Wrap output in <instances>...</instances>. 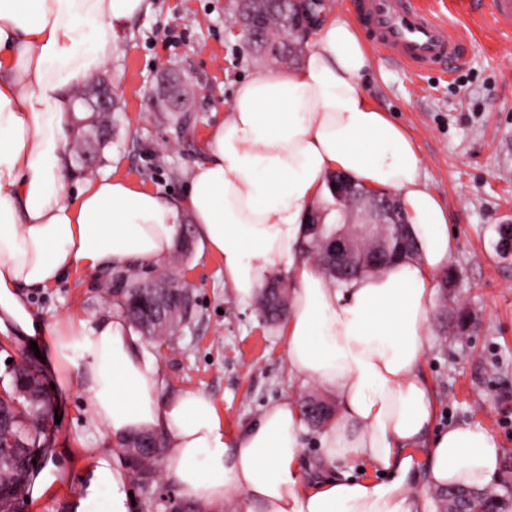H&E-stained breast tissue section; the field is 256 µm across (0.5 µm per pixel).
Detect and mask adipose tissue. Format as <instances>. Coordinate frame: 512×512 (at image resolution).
I'll use <instances>...</instances> for the list:
<instances>
[{
  "instance_id": "ef3b65f1",
  "label": "adipose tissue",
  "mask_w": 512,
  "mask_h": 512,
  "mask_svg": "<svg viewBox=\"0 0 512 512\" xmlns=\"http://www.w3.org/2000/svg\"><path fill=\"white\" fill-rule=\"evenodd\" d=\"M143 3L0 0V334L39 337L57 389L79 381L88 420L113 445L91 454L75 512H134L120 443L142 432L165 437V478L198 512H223L234 494L238 512H426L427 490L490 484L501 449L488 428L432 429L434 396L419 369L455 239L414 137L367 94L373 57L352 20L320 11L298 67L236 85L181 199L108 173L69 179L71 94L104 69L117 26ZM339 171L399 196L417 259L338 285L308 257L310 215ZM186 224L221 260L239 304H256L271 274L288 280L279 328L288 376L340 402L319 438L320 477L301 468L306 423L295 399L225 436L213 399L169 391L120 312L48 319L27 301L75 269L104 275L169 254ZM354 459L377 478L336 475Z\"/></svg>"
}]
</instances>
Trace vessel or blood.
Masks as SVG:
<instances>
[{
    "label": "vessel or blood",
    "mask_w": 512,
    "mask_h": 512,
    "mask_svg": "<svg viewBox=\"0 0 512 512\" xmlns=\"http://www.w3.org/2000/svg\"><path fill=\"white\" fill-rule=\"evenodd\" d=\"M361 11L376 45L395 51L411 65H462L465 37L418 0H362Z\"/></svg>",
    "instance_id": "1"
}]
</instances>
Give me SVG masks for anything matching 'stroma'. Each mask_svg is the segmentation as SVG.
<instances>
[{
	"mask_svg": "<svg viewBox=\"0 0 512 512\" xmlns=\"http://www.w3.org/2000/svg\"><path fill=\"white\" fill-rule=\"evenodd\" d=\"M436 15L467 33L462 66L425 70L398 54L373 49L366 79L370 99L416 138L432 191L448 208L456 274L447 300L436 303L447 322L432 320L430 345L420 368L436 399L435 428L461 423L490 429L500 442L501 467L493 488H512V256L498 248L500 225L512 223V27L496 25L490 0H424ZM235 0H145L125 22L120 50L104 69L121 104L118 128L107 148L112 174L143 188L181 197L215 114L229 106L234 83L262 67L234 23ZM191 76L197 93L192 123L182 130L148 111L147 92L161 67ZM178 272L194 303L189 320L168 347L152 345L174 390L210 395L226 432L253 421L273 403L295 395L288 380L285 346L277 327L256 306L244 307L224 292L220 260L194 244ZM45 317L109 304L91 275L76 270L56 286L30 293ZM59 418L46 424L48 454L36 469L56 466L71 474L26 512H71L86 481L90 451L106 447L84 413V394L72 383L52 393Z\"/></svg>",
	"mask_w": 512,
	"mask_h": 512,
	"instance_id": "stroma-1",
	"label": "stroma"
}]
</instances>
